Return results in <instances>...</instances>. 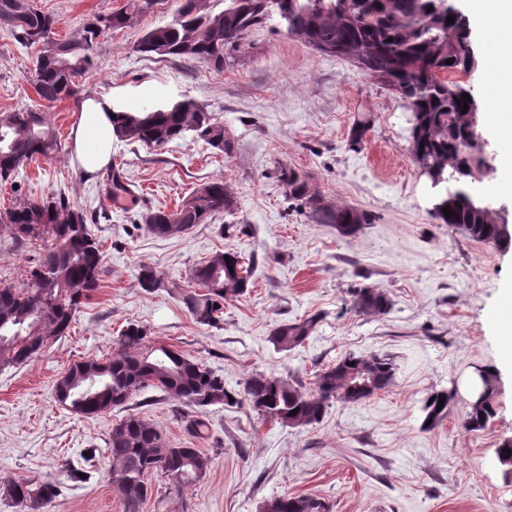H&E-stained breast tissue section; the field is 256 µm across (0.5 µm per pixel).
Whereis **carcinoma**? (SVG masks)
<instances>
[{
    "label": "carcinoma",
    "instance_id": "carcinoma-1",
    "mask_svg": "<svg viewBox=\"0 0 512 512\" xmlns=\"http://www.w3.org/2000/svg\"><path fill=\"white\" fill-rule=\"evenodd\" d=\"M158 4L159 0H129L123 8L94 15L61 41L55 38L59 20L39 9L35 0H0V28L23 47H39L32 84L39 100L51 105L77 96L76 79L97 70L102 36L133 25ZM441 4L442 0H210L205 4L180 0L172 20L147 31L136 50L222 71L235 60L250 31L279 18L288 35L322 54L353 63L408 104L413 113V160L434 181L432 216L478 242L497 244L502 236L497 215L485 209L474 187L483 159L473 114L457 103L471 89L452 79L476 63L469 24L463 14ZM449 16L454 23L446 22ZM114 124L121 141L164 147L190 134L222 154L233 150L215 114L188 97L137 112L119 111ZM57 149L56 132L44 110L26 105L0 112V181L16 182L32 161ZM280 180L288 197L308 209L316 224H330L350 236L369 223L367 214L356 208L321 205L322 198L311 190L308 179L293 169L281 170ZM203 188L194 204L182 211L181 223H169L170 212L156 209L143 216L144 224L156 235L179 237L234 207L223 180ZM446 206L452 212L449 218L443 212ZM0 229L17 246L51 241L31 266L25 286H0V370H5L31 361L50 340L69 332L78 309L100 286L104 255L83 209L61 194L15 198L0 210ZM251 276L252 266L244 257L232 250L217 251L191 271V287L180 294L197 324L215 327L224 303L247 293ZM199 288L204 292H197ZM353 308L380 315L389 310L390 301L378 288H358ZM316 324L312 317L283 323L271 332L270 341L278 350H291L307 339ZM67 373L73 384L55 387L56 399L83 416L124 406L148 388L201 411L241 400L224 386L222 376L178 349L155 345L148 330L135 323L120 331L112 357L78 361ZM395 378L392 359L350 354L319 371L311 389L292 377L257 373L246 380L243 396L258 418L305 427L320 421L331 400L361 402L389 389ZM479 378L482 390L464 419V426L472 431L486 428L494 414L496 375L483 370ZM441 396L445 401L440 406ZM453 404L451 391L429 394L422 405L427 429L440 424ZM294 409L297 413L292 416ZM509 449L512 440L504 441L496 456L504 477L512 479ZM107 452L112 458L110 480L122 512H142L152 495L149 474H178L186 485L206 475L211 466V458L202 450L171 447L161 431L133 413L112 427ZM0 495L23 512H43L56 498V485L1 480ZM264 512H329V506L314 496L285 494L267 501Z\"/></svg>",
    "mask_w": 512,
    "mask_h": 512
}]
</instances>
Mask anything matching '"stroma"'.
I'll list each match as a JSON object with an SVG mask.
<instances>
[{
    "label": "stroma",
    "instance_id": "obj_1",
    "mask_svg": "<svg viewBox=\"0 0 512 512\" xmlns=\"http://www.w3.org/2000/svg\"><path fill=\"white\" fill-rule=\"evenodd\" d=\"M59 17L58 38L73 35L94 14L126 0H36ZM177 0L133 26L103 37L99 69L80 81L81 94L47 107L58 152L27 167L17 185L0 183V208L15 194L65 193L85 210L105 255L106 271L67 336L25 365L0 371V480L55 483L45 512H122L109 480L106 441L131 413L149 420L179 448H198L212 465L189 486L159 473L143 512H261L279 495L321 498L331 512H512V482L496 450L512 439V365L499 356L497 326L487 319L512 294V247L477 242L430 213L428 181L410 154L412 114L405 102L360 69L289 37L278 21L253 30L231 66H209L135 50L149 29L167 24ZM477 66L468 84L483 99L499 52L494 28L472 25ZM36 51L0 31V112L33 103L30 71ZM112 93L131 109L184 96L215 113L234 144L231 155L187 137L161 148L116 142L107 171L84 173L71 158L70 128L82 98ZM371 115L359 147L349 133L358 114ZM309 178L326 202L351 206L370 222L352 236L312 223L286 196L281 168ZM130 195L110 196L108 171ZM221 178L232 213H217L179 237L150 232L140 215L173 208L194 188ZM46 246L24 247L0 232V284L22 285ZM252 264L248 292L224 305L218 326L197 324L179 290L191 269L218 251ZM151 266L161 287L141 288ZM383 289L388 313L352 307L353 292ZM318 323L304 343L279 351L271 330L309 317ZM146 326L152 341L191 355L242 390L256 373L315 374L345 355L385 354L397 365L394 385L360 403L331 401L306 427L262 422L248 404L214 405L195 436L193 407L147 389L127 406L86 417L57 402L55 385L71 364L111 356L128 322ZM498 376L487 428L463 418L471 400L463 376ZM455 394L448 416L422 429L421 405L434 390Z\"/></svg>",
    "mask_w": 512,
    "mask_h": 512
}]
</instances>
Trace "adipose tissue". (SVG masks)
I'll list each match as a JSON object with an SVG mask.
<instances>
[{"mask_svg":"<svg viewBox=\"0 0 512 512\" xmlns=\"http://www.w3.org/2000/svg\"><path fill=\"white\" fill-rule=\"evenodd\" d=\"M467 8L480 24L498 25L504 43L488 77L486 104L492 124L502 135V146L512 156V0H467ZM112 94L85 99L71 129L72 157L88 174L103 170L117 139L111 115L121 107Z\"/></svg>","mask_w":512,"mask_h":512,"instance_id":"adipose-tissue-1","label":"adipose tissue"}]
</instances>
